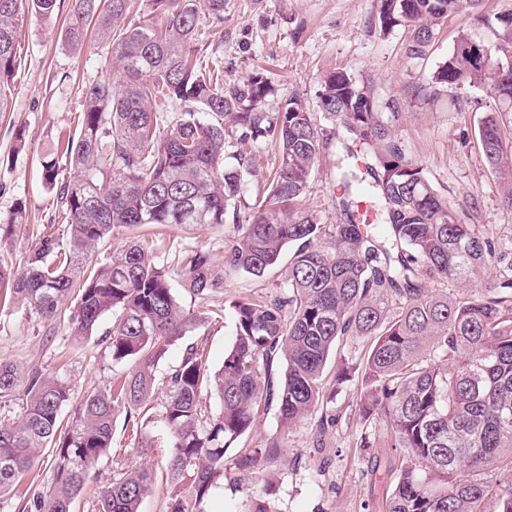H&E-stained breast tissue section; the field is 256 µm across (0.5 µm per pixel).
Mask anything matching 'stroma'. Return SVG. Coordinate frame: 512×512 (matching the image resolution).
<instances>
[{
	"label": "stroma",
	"mask_w": 512,
	"mask_h": 512,
	"mask_svg": "<svg viewBox=\"0 0 512 512\" xmlns=\"http://www.w3.org/2000/svg\"><path fill=\"white\" fill-rule=\"evenodd\" d=\"M72 0H61L57 17L27 14L18 36V72L0 105V224L9 223L18 203H26L20 231L0 243V262L20 266L39 244L38 229L54 218L56 199L45 186L41 160L58 133L75 130L82 109V89L89 83L111 79L107 50L88 43L83 52L70 51L64 35ZM379 0H225L223 20L202 17L198 43L203 61L221 60L225 74L243 78L265 68L276 89L266 101L275 109L280 97L299 95L310 111H317L320 77L337 68L370 79L380 106L397 101L399 115L393 127L409 158L421 162L435 187L466 223L478 225L488 236L512 238V210L503 208V187L487 166L477 124L493 99L489 86L449 91L434 86L431 77L447 58L460 34L486 44L496 43L485 27L484 14L512 13V0H480L476 8L448 18L437 27L425 56L405 55L409 33L381 31L377 22ZM25 135L17 148L16 132ZM329 144L320 155L303 203L323 224L337 223L335 196L336 144L340 128H328ZM237 231L229 224L203 229L180 224L124 227L101 242L94 254L103 256L131 237L149 242L155 258L171 280H179L180 255L202 249L223 261L224 248ZM288 258L257 278L229 270L224 286L205 296L180 293L186 311L197 320L192 341L202 343L210 369H218L234 341V320L225 309L237 299H260L276 292L288 273ZM76 298L67 299L53 321H37L20 305L0 309V360L62 376L76 402L90 388L108 384L125 374L127 364L113 362L101 333L78 339L69 318ZM361 344L339 348V359L349 365V378L336 382L335 398L327 406L336 423L317 434L308 420L285 435L281 456L247 471L234 465L238 448H228V467L215 478L207 512H251L253 501L265 495L272 512H386V488L393 481L391 463L404 452L377 441L371 448L357 447L362 426L356 410L361 384L358 363ZM151 447H139L131 430L116 422L109 453L94 464L74 512H98L99 492L113 475L129 467L161 470L170 453L169 437L161 423L149 424ZM53 478V462L43 457L21 477L7 512H22L33 495L46 491Z\"/></svg>",
	"instance_id": "stroma-1"
}]
</instances>
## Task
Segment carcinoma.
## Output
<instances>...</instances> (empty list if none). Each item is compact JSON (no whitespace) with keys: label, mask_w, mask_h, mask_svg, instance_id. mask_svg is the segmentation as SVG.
Here are the masks:
<instances>
[{"label":"carcinoma","mask_w":512,"mask_h":512,"mask_svg":"<svg viewBox=\"0 0 512 512\" xmlns=\"http://www.w3.org/2000/svg\"><path fill=\"white\" fill-rule=\"evenodd\" d=\"M146 2L149 14L129 21L131 0H75L68 47L82 51L94 31L118 74L83 89L79 128L41 163L59 227L40 237L22 267L0 263V295L21 301L32 317H55L71 295L78 299L74 336H91L112 317L106 348L112 361L130 368L84 393L64 425L61 409L71 400L65 380L0 362V502L47 454L53 484L28 512H73L122 414L142 448L152 447L145 429L154 419L170 437L166 479L189 487L191 500L172 497L169 512H206L227 448L252 432L259 408L276 407L285 431L313 416L324 407L333 352L366 340L357 447L372 446L379 432L410 458L395 468L387 512H487L489 498L495 512H512V480H497L512 473V239L503 244L459 220L423 165L406 155L379 105H361L365 96L377 98L370 80L331 71L319 82V111L290 95L269 112L273 87L264 72L231 79L198 64L200 16L224 19V0ZM477 2L379 0L378 20L383 30L409 29L407 54L418 59L448 16ZM59 8L60 0H0V97L17 74L25 13L51 18ZM482 22L497 44L459 37L432 83H490L494 107L480 119L478 137L487 165L507 184L502 201L512 209V14ZM479 48L501 66L479 64ZM174 99L183 111L155 109ZM325 122L342 128L347 158H367L361 175L338 167L340 224H320L298 208L328 145ZM246 143L274 150L251 204L245 189L254 157L238 151ZM366 192L380 212L374 226L353 216ZM26 209L19 203L14 223L0 225V242L21 228ZM150 224L236 227L224 267L202 249L183 255L179 287L193 295L224 287L226 268L260 277L292 250L288 281L274 295L230 303L235 339L223 365L209 370L198 344H187L163 378L166 396L157 406L159 363L192 332L193 319L144 242L131 240L90 262L115 229ZM489 270L492 281L462 299L428 287L434 279L479 281ZM205 388L219 400L215 414L202 407ZM282 450L273 438L235 466L249 469ZM154 481L146 468L118 473L99 493V512H140Z\"/></svg>","instance_id":"carcinoma-1"}]
</instances>
